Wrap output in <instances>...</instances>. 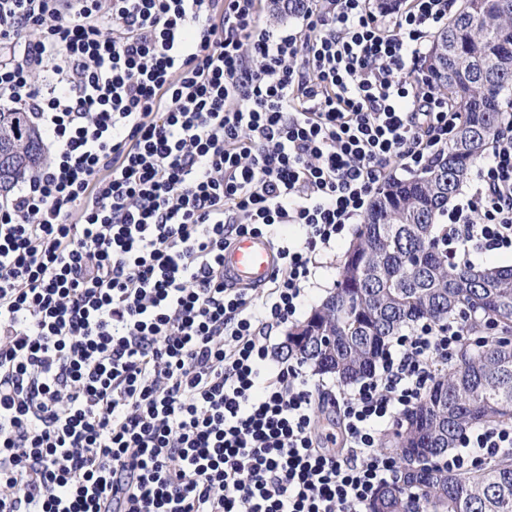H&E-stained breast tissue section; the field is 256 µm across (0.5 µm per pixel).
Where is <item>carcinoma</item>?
I'll use <instances>...</instances> for the list:
<instances>
[{"mask_svg":"<svg viewBox=\"0 0 512 512\" xmlns=\"http://www.w3.org/2000/svg\"><path fill=\"white\" fill-rule=\"evenodd\" d=\"M305 0H274L272 16H292ZM425 68L461 121L442 156L406 181L382 184L346 251L336 292L288 331L286 356L339 383L371 371L386 342L418 322L441 323L466 312L485 339L464 346L391 439L398 479L382 488L370 512H512V451L466 474L442 467L462 434L512 422V265L448 261L441 236L427 234L448 214L474 165L493 143L512 98V0H459L433 37ZM0 129L18 146L3 190L31 175L40 136L26 112H1Z\"/></svg>","mask_w":512,"mask_h":512,"instance_id":"cac0c4a2","label":"carcinoma"}]
</instances>
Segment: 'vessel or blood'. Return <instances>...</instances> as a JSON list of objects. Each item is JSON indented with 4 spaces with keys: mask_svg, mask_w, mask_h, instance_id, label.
Returning <instances> with one entry per match:
<instances>
[{
    "mask_svg": "<svg viewBox=\"0 0 512 512\" xmlns=\"http://www.w3.org/2000/svg\"><path fill=\"white\" fill-rule=\"evenodd\" d=\"M277 268L272 243L261 237H239L224 251V279L238 288L264 286Z\"/></svg>",
    "mask_w": 512,
    "mask_h": 512,
    "instance_id": "b4317fda",
    "label": "vessel or blood"
}]
</instances>
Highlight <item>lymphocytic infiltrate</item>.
Returning <instances> with one entry per match:
<instances>
[{
	"label": "lymphocytic infiltrate",
	"mask_w": 512,
	"mask_h": 512,
	"mask_svg": "<svg viewBox=\"0 0 512 512\" xmlns=\"http://www.w3.org/2000/svg\"><path fill=\"white\" fill-rule=\"evenodd\" d=\"M451 0H0V104L54 148L0 199V512H367L397 478L382 436L468 342L423 323L351 390L275 364L391 171L460 122L423 69ZM47 73L46 84L33 81ZM448 213L463 263L512 253V122ZM267 237L262 294L224 249ZM512 448L466 432L464 474Z\"/></svg>",
	"instance_id": "f902f5d3"
}]
</instances>
